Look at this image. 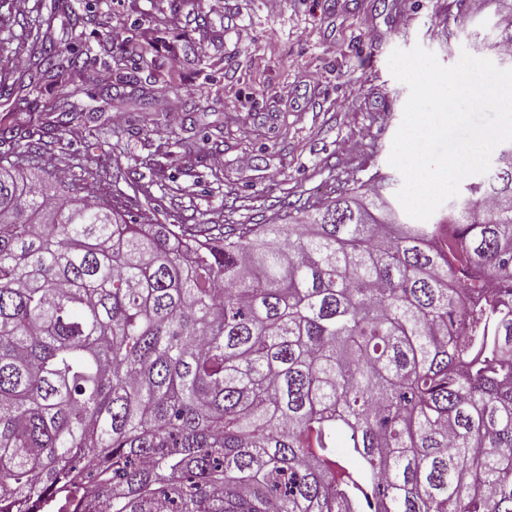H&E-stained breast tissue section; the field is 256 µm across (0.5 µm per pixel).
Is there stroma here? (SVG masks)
I'll return each instance as SVG.
<instances>
[{
	"mask_svg": "<svg viewBox=\"0 0 512 512\" xmlns=\"http://www.w3.org/2000/svg\"><path fill=\"white\" fill-rule=\"evenodd\" d=\"M459 0H0V73L42 42L81 50L77 73L0 98V158L65 178L145 224H274L275 206L334 197L377 176L409 90L388 67L421 46L451 66L482 56ZM154 44L137 86L102 65ZM290 85L294 95L277 91ZM78 107L50 129L60 99ZM165 97L166 112L153 102ZM79 137H72V130ZM248 164H241V157Z\"/></svg>",
	"mask_w": 512,
	"mask_h": 512,
	"instance_id": "1",
	"label": "stroma"
}]
</instances>
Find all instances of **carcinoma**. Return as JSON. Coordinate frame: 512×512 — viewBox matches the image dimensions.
I'll return each mask as SVG.
<instances>
[{
  "mask_svg": "<svg viewBox=\"0 0 512 512\" xmlns=\"http://www.w3.org/2000/svg\"><path fill=\"white\" fill-rule=\"evenodd\" d=\"M385 190L137 224L0 164V512H512V143L428 224Z\"/></svg>",
  "mask_w": 512,
  "mask_h": 512,
  "instance_id": "1",
  "label": "carcinoma"
}]
</instances>
